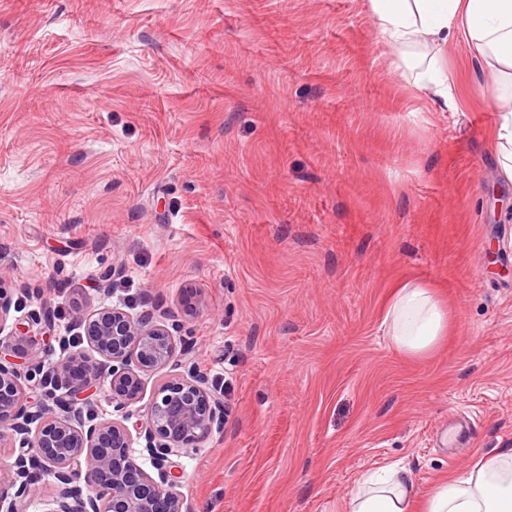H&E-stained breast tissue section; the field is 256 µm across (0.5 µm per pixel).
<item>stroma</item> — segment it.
Here are the masks:
<instances>
[{
  "instance_id": "obj_1",
  "label": "stroma",
  "mask_w": 512,
  "mask_h": 512,
  "mask_svg": "<svg viewBox=\"0 0 512 512\" xmlns=\"http://www.w3.org/2000/svg\"><path fill=\"white\" fill-rule=\"evenodd\" d=\"M448 112L396 76L366 0H0V283L42 311L173 312L223 432L179 457L194 512H346L512 448V182L494 80ZM439 285L425 357L383 324ZM383 324L391 343L410 356H426L451 331L448 307L429 284H398ZM412 473L386 468L366 475L352 493L347 512H414Z\"/></svg>"
}]
</instances>
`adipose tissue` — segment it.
I'll return each mask as SVG.
<instances>
[{
    "label": "adipose tissue",
    "instance_id": "adipose-tissue-1",
    "mask_svg": "<svg viewBox=\"0 0 512 512\" xmlns=\"http://www.w3.org/2000/svg\"><path fill=\"white\" fill-rule=\"evenodd\" d=\"M393 71L426 91L441 108L459 107L450 82L448 47L465 39L476 60L495 76L497 112L492 137L499 171L512 181V0H367ZM383 323L391 343L410 356L430 353L451 330L448 307L429 284L403 282ZM412 474L386 468L366 475L348 512H512V448L481 456L467 476L434 486L413 503Z\"/></svg>",
    "mask_w": 512,
    "mask_h": 512
}]
</instances>
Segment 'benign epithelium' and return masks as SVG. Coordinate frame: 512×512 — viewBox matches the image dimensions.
<instances>
[{
    "label": "benign epithelium",
    "instance_id": "benign-epithelium-1",
    "mask_svg": "<svg viewBox=\"0 0 512 512\" xmlns=\"http://www.w3.org/2000/svg\"><path fill=\"white\" fill-rule=\"evenodd\" d=\"M17 308L9 289L0 285V331ZM168 318L114 306L82 317L79 342H87L97 358L63 349L56 378L74 392L57 400L54 410L29 401L19 371L0 363V442L27 443V450L0 466V512H29L46 486L52 489L46 512H192L176 491L182 475L172 457L198 450L222 430L227 406L207 376L179 352ZM47 334L50 321L30 311L25 325L15 324L7 338H0V347L33 358L39 337ZM89 365L106 378L112 418L84 410ZM173 365L185 367L184 373L132 410L143 398L142 375ZM134 413L139 419L130 425Z\"/></svg>",
    "mask_w": 512,
    "mask_h": 512
}]
</instances>
